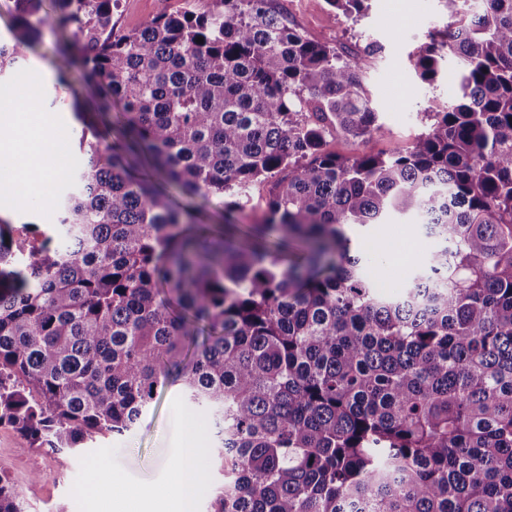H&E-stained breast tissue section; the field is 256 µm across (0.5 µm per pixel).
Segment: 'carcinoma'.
<instances>
[{
	"label": "carcinoma",
	"mask_w": 512,
	"mask_h": 512,
	"mask_svg": "<svg viewBox=\"0 0 512 512\" xmlns=\"http://www.w3.org/2000/svg\"><path fill=\"white\" fill-rule=\"evenodd\" d=\"M120 0H3L0 78L61 22L56 86L83 71L75 170L53 235L0 218V424L76 450L181 385L215 421L207 512H512V0L453 22L415 66L461 60L462 102L404 154L336 156L376 130L363 56L307 40L270 0H193L116 33ZM203 41H198V38ZM93 139H87L85 132ZM224 202L220 234L153 178ZM260 224L237 222L256 182ZM392 212L436 243L379 293L348 231ZM0 512H26L0 470ZM324 149L337 155L350 156L364 149V145L357 139L338 131L326 138Z\"/></svg>",
	"instance_id": "cac0c4a2"
}]
</instances>
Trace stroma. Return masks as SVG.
Segmentation results:
<instances>
[{"instance_id": "stroma-1", "label": "stroma", "mask_w": 512, "mask_h": 512, "mask_svg": "<svg viewBox=\"0 0 512 512\" xmlns=\"http://www.w3.org/2000/svg\"><path fill=\"white\" fill-rule=\"evenodd\" d=\"M186 0H121L112 16L115 31L136 29L149 17L182 10ZM289 24L309 40L334 46L379 44L382 51L360 70L359 77L377 114L379 129L368 143L343 132L326 139L325 149L350 156L369 149L390 156L407 151L424 131L423 113L441 112L457 100L461 62L445 58L438 77L422 81L415 59L432 35L449 24L442 0H367L357 15L332 14L326 0H272ZM70 31L44 32L23 71L35 85L33 102L41 112L51 113L55 130L67 135L64 170L76 167L78 125L71 113L50 112L52 97L68 92L84 96L79 74L69 77V89L55 86V44L69 39ZM13 224L34 225L38 234L52 232L54 216L40 204L0 195V217ZM359 247L372 258L371 275L386 293H397L409 266L423 264L434 248L415 225L413 217L393 213L383 223L361 228ZM212 420L208 413L186 402L176 386L159 389L137 428L122 435H109L95 447L76 453L32 447L29 440L8 424H0V467L11 476L25 501L27 512H171L166 488L172 480L175 451L194 440L199 454L196 470L202 473L194 498L196 512L205 509L215 492L209 475L215 465L209 453ZM98 484L97 497L85 489Z\"/></svg>"}]
</instances>
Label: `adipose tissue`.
<instances>
[{"instance_id":"adipose-tissue-1","label":"adipose tissue","mask_w":512,"mask_h":512,"mask_svg":"<svg viewBox=\"0 0 512 512\" xmlns=\"http://www.w3.org/2000/svg\"><path fill=\"white\" fill-rule=\"evenodd\" d=\"M0 156L20 158L19 172L13 181L0 184V194H40L54 181L56 170L62 163V154L56 143V135L45 122L24 125L15 113L0 115Z\"/></svg>"}]
</instances>
